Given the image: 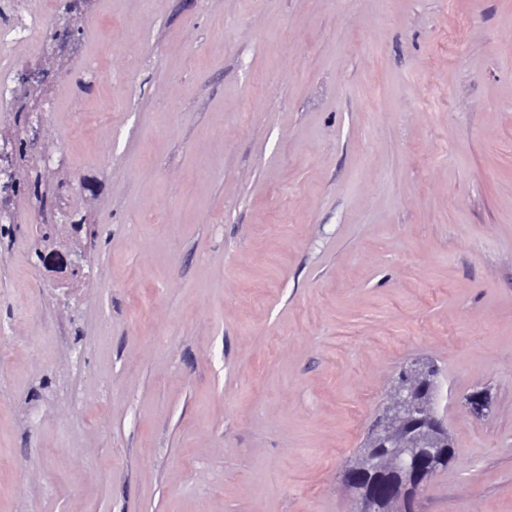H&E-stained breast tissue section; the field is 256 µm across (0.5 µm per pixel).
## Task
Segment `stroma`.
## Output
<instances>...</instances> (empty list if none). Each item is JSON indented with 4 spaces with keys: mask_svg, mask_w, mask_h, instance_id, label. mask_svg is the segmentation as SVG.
Wrapping results in <instances>:
<instances>
[{
    "mask_svg": "<svg viewBox=\"0 0 512 512\" xmlns=\"http://www.w3.org/2000/svg\"><path fill=\"white\" fill-rule=\"evenodd\" d=\"M92 8L42 114L87 276L0 226V512H351L419 357L456 458L416 512H512V0Z\"/></svg>",
    "mask_w": 512,
    "mask_h": 512,
    "instance_id": "35a3bbf8",
    "label": "stroma"
}]
</instances>
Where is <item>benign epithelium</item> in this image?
Segmentation results:
<instances>
[{"label":"benign epithelium","instance_id":"7a95c632","mask_svg":"<svg viewBox=\"0 0 512 512\" xmlns=\"http://www.w3.org/2000/svg\"><path fill=\"white\" fill-rule=\"evenodd\" d=\"M17 137L15 130L0 131V156L10 159L0 175L11 184L18 171L13 153ZM90 235L91 225L84 223L40 226V261L61 274L83 276L87 261L84 240ZM440 388L439 372L432 362L415 359L401 367L368 430L364 447L345 467L338 485V491L353 496L352 512H375L373 498L357 488L358 479L371 471L397 476L396 487L384 501L386 512H414L416 496L433 474V468L424 466L423 461L433 462L449 442L448 428L436 409ZM466 406L471 413L482 415L490 411L491 400L485 390H475Z\"/></svg>","mask_w":512,"mask_h":512}]
</instances>
